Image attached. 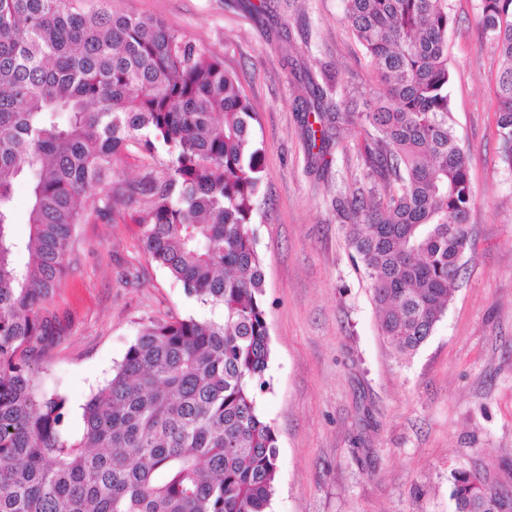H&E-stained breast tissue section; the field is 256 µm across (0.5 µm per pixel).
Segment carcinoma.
Segmentation results:
<instances>
[{"label":"carcinoma","instance_id":"obj_1","mask_svg":"<svg viewBox=\"0 0 512 512\" xmlns=\"http://www.w3.org/2000/svg\"><path fill=\"white\" fill-rule=\"evenodd\" d=\"M343 3L383 88L361 109L319 89L304 134L317 165L344 128L363 131L368 185L336 187V215L382 336L410 354L453 297L474 204L448 95V0ZM479 23L501 59L512 171V0H480ZM255 120L223 61L156 18L103 0H0V512H268L278 438L259 406L271 347ZM129 156L143 178L115 181ZM123 210L144 255L210 316L141 325L72 436L66 399L35 380L65 331L49 302L75 226ZM451 478L455 512H512V485L466 468Z\"/></svg>","mask_w":512,"mask_h":512}]
</instances>
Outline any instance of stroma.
<instances>
[{"label":"stroma","instance_id":"1","mask_svg":"<svg viewBox=\"0 0 512 512\" xmlns=\"http://www.w3.org/2000/svg\"><path fill=\"white\" fill-rule=\"evenodd\" d=\"M151 15L222 59L255 113L263 182L252 228L263 260L271 356L260 408L278 438L271 512H454L451 473L512 485V172L498 157L500 61L480 0H448V94L471 157V251L432 336L413 354L378 329L369 283L350 257L331 200L346 161L307 163L299 110L310 82L339 79L373 98L377 76L343 21V0H112ZM128 218L79 225L75 261L52 306L66 332L36 380L63 396L68 428L112 377L149 319L203 317L205 306L138 248Z\"/></svg>","mask_w":512,"mask_h":512}]
</instances>
